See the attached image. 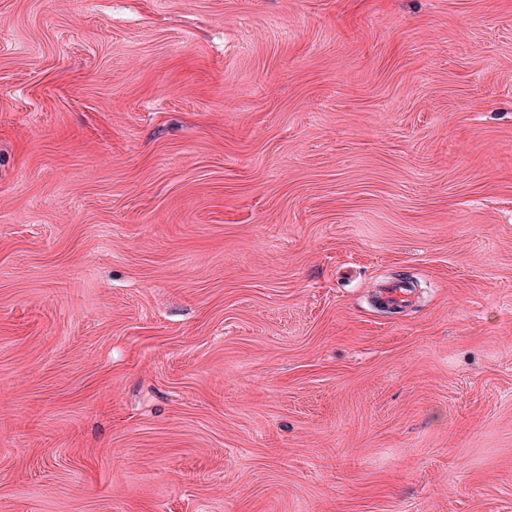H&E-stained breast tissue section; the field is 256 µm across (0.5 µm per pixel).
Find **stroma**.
I'll return each mask as SVG.
<instances>
[{
    "instance_id": "stroma-1",
    "label": "stroma",
    "mask_w": 512,
    "mask_h": 512,
    "mask_svg": "<svg viewBox=\"0 0 512 512\" xmlns=\"http://www.w3.org/2000/svg\"><path fill=\"white\" fill-rule=\"evenodd\" d=\"M0 512H512V0H0Z\"/></svg>"
}]
</instances>
